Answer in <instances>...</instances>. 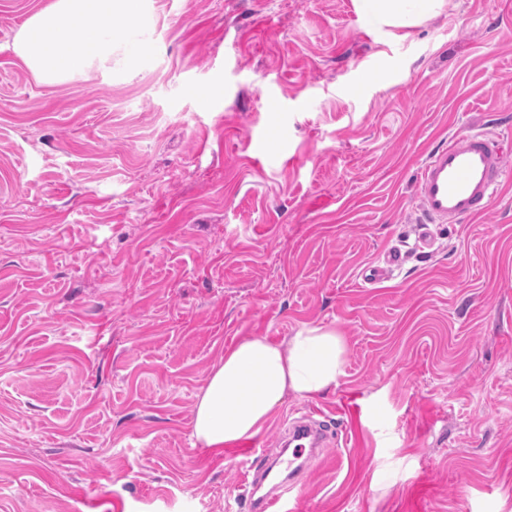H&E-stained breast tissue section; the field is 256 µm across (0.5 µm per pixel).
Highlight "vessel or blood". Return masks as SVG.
<instances>
[{
  "label": "vessel or blood",
  "mask_w": 512,
  "mask_h": 512,
  "mask_svg": "<svg viewBox=\"0 0 512 512\" xmlns=\"http://www.w3.org/2000/svg\"><path fill=\"white\" fill-rule=\"evenodd\" d=\"M504 150L499 137L476 132L449 136L446 144L431 151L420 166L417 194L427 224L419 237L424 246H432L429 231L433 224H462L488 213L512 171L503 160ZM326 436L318 420L295 424L291 438L307 442L309 447L322 446ZM245 462L244 481L256 487L260 476L269 474L274 464L262 439L243 444L239 450ZM287 476L274 493L251 502L252 512H283L286 496L303 483V466L287 460Z\"/></svg>",
  "instance_id": "1"
}]
</instances>
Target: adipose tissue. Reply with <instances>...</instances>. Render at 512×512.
I'll return each instance as SVG.
<instances>
[{
    "label": "adipose tissue",
    "mask_w": 512,
    "mask_h": 512,
    "mask_svg": "<svg viewBox=\"0 0 512 512\" xmlns=\"http://www.w3.org/2000/svg\"><path fill=\"white\" fill-rule=\"evenodd\" d=\"M443 0H356L370 20L398 28L417 24ZM140 0H50L14 39L34 77L60 83L94 68L111 69L116 50L144 65L150 47L137 24ZM345 344L334 330L305 326L284 342L250 337L212 366L197 396L193 435L206 448H228L257 435L288 394L307 397L334 388Z\"/></svg>",
    "instance_id": "adipose-tissue-1"
}]
</instances>
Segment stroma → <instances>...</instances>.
<instances>
[{
	"mask_svg": "<svg viewBox=\"0 0 512 512\" xmlns=\"http://www.w3.org/2000/svg\"><path fill=\"white\" fill-rule=\"evenodd\" d=\"M49 2L0 0V512H249L196 396L243 338L306 325L343 373L260 432L276 453L332 414L301 512H512V181L430 248L416 194L432 148L512 116V0L411 28L354 0H144L149 66L59 84L13 48Z\"/></svg>",
	"mask_w": 512,
	"mask_h": 512,
	"instance_id": "stroma-1",
	"label": "stroma"
}]
</instances>
